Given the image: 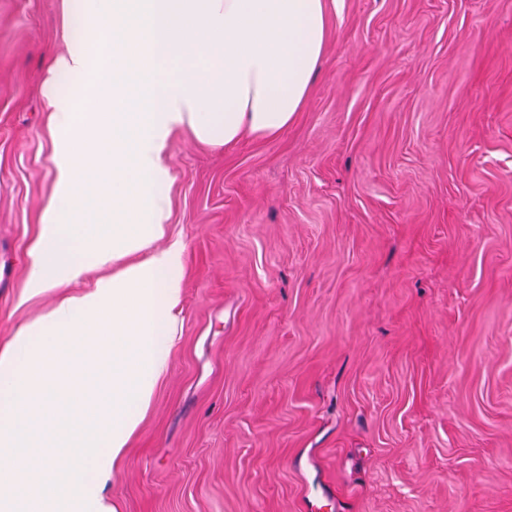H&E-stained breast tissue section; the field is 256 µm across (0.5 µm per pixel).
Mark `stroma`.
Wrapping results in <instances>:
<instances>
[{"label": "stroma", "instance_id": "obj_1", "mask_svg": "<svg viewBox=\"0 0 512 512\" xmlns=\"http://www.w3.org/2000/svg\"><path fill=\"white\" fill-rule=\"evenodd\" d=\"M62 3L0 0V346L63 296L27 288ZM165 159L182 310L106 502L512 512V0H336L280 136Z\"/></svg>", "mask_w": 512, "mask_h": 512}]
</instances>
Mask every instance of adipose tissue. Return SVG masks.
Here are the masks:
<instances>
[{"label":"adipose tissue","instance_id":"obj_1","mask_svg":"<svg viewBox=\"0 0 512 512\" xmlns=\"http://www.w3.org/2000/svg\"><path fill=\"white\" fill-rule=\"evenodd\" d=\"M334 3L82 0L85 37L41 84L55 192L28 281L67 295L0 348V512H110L104 482L168 370L181 302L183 247H155L170 217L156 191L171 178L167 141L276 138L309 96ZM122 258L77 292L91 267ZM25 476L39 488L20 492Z\"/></svg>","mask_w":512,"mask_h":512}]
</instances>
